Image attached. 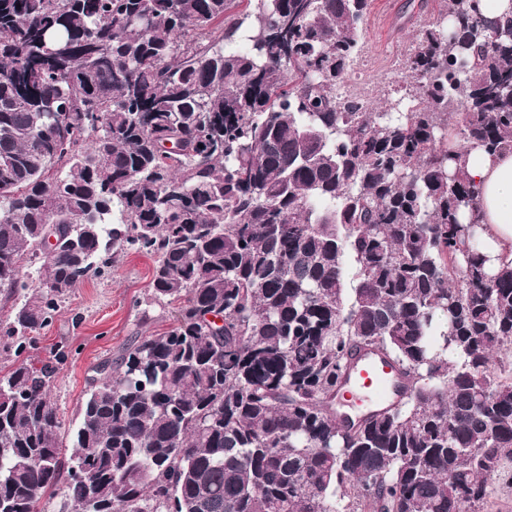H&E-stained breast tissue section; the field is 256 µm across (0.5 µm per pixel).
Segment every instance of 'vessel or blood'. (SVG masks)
<instances>
[{"label": "vessel or blood", "mask_w": 512, "mask_h": 512, "mask_svg": "<svg viewBox=\"0 0 512 512\" xmlns=\"http://www.w3.org/2000/svg\"><path fill=\"white\" fill-rule=\"evenodd\" d=\"M401 381L399 370L383 354L361 351L347 383L336 396V407L358 414L383 410L398 400L397 387Z\"/></svg>", "instance_id": "vessel-or-blood-1"}]
</instances>
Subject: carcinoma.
Segmentation results:
<instances>
[{"mask_svg":"<svg viewBox=\"0 0 512 512\" xmlns=\"http://www.w3.org/2000/svg\"><path fill=\"white\" fill-rule=\"evenodd\" d=\"M370 0H0V512H483L512 485V266L448 146L512 144V11L441 0L378 112L339 93ZM153 259L74 431L18 357ZM372 347L411 382L343 424ZM73 452L66 453V438Z\"/></svg>","mask_w":512,"mask_h":512,"instance_id":"obj_1","label":"carcinoma"}]
</instances>
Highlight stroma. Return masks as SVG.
I'll use <instances>...</instances> for the list:
<instances>
[{
	"label": "stroma",
	"mask_w": 512,
	"mask_h": 512,
	"mask_svg": "<svg viewBox=\"0 0 512 512\" xmlns=\"http://www.w3.org/2000/svg\"><path fill=\"white\" fill-rule=\"evenodd\" d=\"M438 7L437 0H371L361 25L359 52L353 71L362 73L361 85L370 105L383 107L399 89L398 60L409 48L421 18ZM153 261L132 253L106 277L88 280L68 295L50 328L43 331L33 357L47 358L53 345H61L64 360L58 364L51 398L67 427L77 424L78 409L87 390L91 367L116 355L130 336L164 330L160 309L141 323L138 299L147 294Z\"/></svg>",
	"instance_id": "35a3bbf8"
}]
</instances>
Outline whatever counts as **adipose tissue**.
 <instances>
[{"mask_svg": "<svg viewBox=\"0 0 512 512\" xmlns=\"http://www.w3.org/2000/svg\"><path fill=\"white\" fill-rule=\"evenodd\" d=\"M466 166L475 187V204L465 210L463 219L479 224L493 266L512 265V149L494 153L470 149Z\"/></svg>", "mask_w": 512, "mask_h": 512, "instance_id": "ef3b65f1", "label": "adipose tissue"}]
</instances>
